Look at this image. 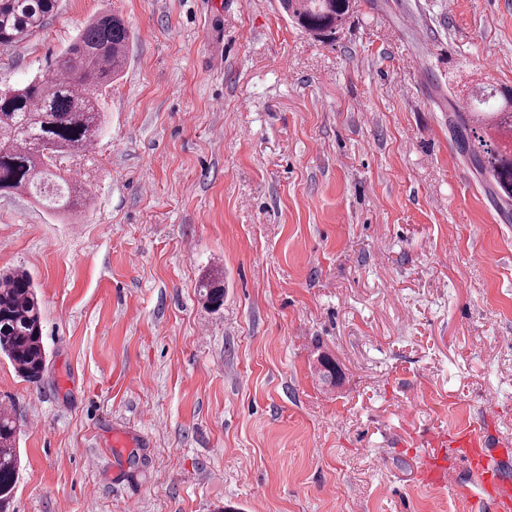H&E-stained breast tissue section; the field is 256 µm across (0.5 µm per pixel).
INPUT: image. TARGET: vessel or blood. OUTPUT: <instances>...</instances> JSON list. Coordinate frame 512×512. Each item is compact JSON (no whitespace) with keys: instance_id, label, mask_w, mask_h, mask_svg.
<instances>
[{"instance_id":"vessel-or-blood-1","label":"vessel or blood","mask_w":512,"mask_h":512,"mask_svg":"<svg viewBox=\"0 0 512 512\" xmlns=\"http://www.w3.org/2000/svg\"><path fill=\"white\" fill-rule=\"evenodd\" d=\"M436 454L425 457L421 467L423 482L442 489L448 483V470L440 456L441 448H455L458 457L479 480L477 503L481 512H512V452L491 447L482 426L458 431L452 436L436 439Z\"/></svg>"}]
</instances>
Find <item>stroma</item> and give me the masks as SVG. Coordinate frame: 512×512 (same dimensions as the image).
Here are the masks:
<instances>
[{
  "label": "stroma",
  "mask_w": 512,
  "mask_h": 512,
  "mask_svg": "<svg viewBox=\"0 0 512 512\" xmlns=\"http://www.w3.org/2000/svg\"><path fill=\"white\" fill-rule=\"evenodd\" d=\"M103 11L131 40L66 159L88 207L0 195V272L32 275L47 352L37 384L0 357L14 512H471L454 449L448 488L420 465L482 418L512 449V205L450 128L512 87V0H356L328 44L277 0H60L0 48V88ZM223 282L219 274H210L199 285L201 301L214 310L219 309L224 304Z\"/></svg>",
  "instance_id": "obj_1"
}]
</instances>
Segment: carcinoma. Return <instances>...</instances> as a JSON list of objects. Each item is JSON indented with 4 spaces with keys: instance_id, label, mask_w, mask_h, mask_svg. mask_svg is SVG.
I'll use <instances>...</instances> for the list:
<instances>
[{
    "instance_id": "1",
    "label": "carcinoma",
    "mask_w": 512,
    "mask_h": 512,
    "mask_svg": "<svg viewBox=\"0 0 512 512\" xmlns=\"http://www.w3.org/2000/svg\"><path fill=\"white\" fill-rule=\"evenodd\" d=\"M354 0H280L298 27L329 42L353 12ZM58 8V0H0V45L27 42ZM129 49L124 20L108 12L88 23L48 73L21 87L0 89V194L29 193L59 214L75 216L88 192L62 166L66 154L94 145L103 127L100 98L123 71ZM499 105L457 112L456 139L476 166L490 173L497 195L512 200V88L492 89ZM201 301L224 304L223 279L210 274L199 285ZM0 355L30 383L47 369L41 308L29 273L0 275ZM17 423L0 409V512H9L19 480Z\"/></svg>"
}]
</instances>
